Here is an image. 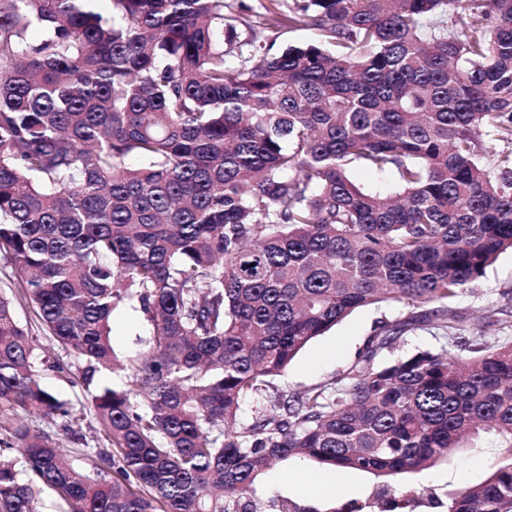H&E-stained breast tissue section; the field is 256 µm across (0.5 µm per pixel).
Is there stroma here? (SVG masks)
<instances>
[{"label":"stroma","instance_id":"35a3bbf8","mask_svg":"<svg viewBox=\"0 0 512 512\" xmlns=\"http://www.w3.org/2000/svg\"><path fill=\"white\" fill-rule=\"evenodd\" d=\"M451 306L465 316L472 328L489 309L512 310V251L501 254L485 276L455 298ZM15 313L24 327L36 336L39 354L47 361L40 369L43 385L57 398L68 401L75 417L67 428L62 423L37 418L30 419V426L54 434L62 449L74 458L91 454L98 444V424L88 400L68 378L69 373L78 372L80 361L59 349L42 333L31 307L16 303ZM416 313V307L407 304L357 309L298 354L288 370L276 379L277 389L293 393L337 380L349 381L359 368L370 338L381 325L407 320ZM110 328L112 345L121 356L139 349L149 332L140 313L126 306L114 311ZM53 361L60 363V370L50 369ZM493 462V455L485 451L461 449L451 454L447 462L412 477L411 482L420 489L436 490L450 483H473L486 475ZM374 482L372 475L363 472L327 474L311 464L278 463L256 484L255 496L264 499L278 494L316 503L324 512H348L351 502L364 499Z\"/></svg>","mask_w":512,"mask_h":512}]
</instances>
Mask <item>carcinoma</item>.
Masks as SVG:
<instances>
[{"label": "carcinoma", "instance_id": "obj_1", "mask_svg": "<svg viewBox=\"0 0 512 512\" xmlns=\"http://www.w3.org/2000/svg\"><path fill=\"white\" fill-rule=\"evenodd\" d=\"M93 2L0 0L15 286L0 293V512H38L45 488L69 512H321L253 497L292 458L370 473L383 512H407L419 489L402 476L484 438L485 479L428 507L512 512V336L484 332L512 312L470 330L447 306L512 251V0H276L258 15L108 0L109 17ZM306 28L316 42L271 53ZM352 164L396 189H360ZM15 298L84 363L74 383L103 441L88 466L18 417L73 413L42 385ZM122 303L149 324L123 360ZM382 303L429 310L382 325L351 381L275 390L313 339ZM432 319L460 353L374 363ZM117 370L125 387L100 383Z\"/></svg>", "mask_w": 512, "mask_h": 512}]
</instances>
